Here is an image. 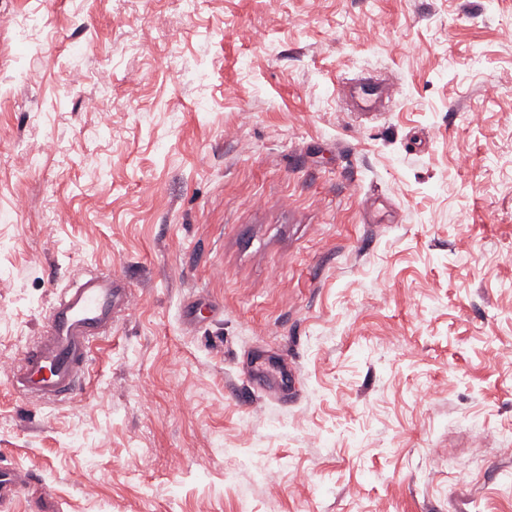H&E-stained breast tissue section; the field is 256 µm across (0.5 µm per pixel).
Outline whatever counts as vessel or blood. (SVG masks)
<instances>
[{"label": "vessel or blood", "mask_w": 512, "mask_h": 512, "mask_svg": "<svg viewBox=\"0 0 512 512\" xmlns=\"http://www.w3.org/2000/svg\"><path fill=\"white\" fill-rule=\"evenodd\" d=\"M356 106L369 110L392 98L393 88L363 79L350 88ZM132 289L118 286L111 275L89 272L65 288L51 302L46 326L11 371L13 386L35 400L75 396L91 365L95 341L104 337L116 315L125 310ZM26 478L19 471L0 467V507H7L22 491Z\"/></svg>", "instance_id": "vessel-or-blood-1"}]
</instances>
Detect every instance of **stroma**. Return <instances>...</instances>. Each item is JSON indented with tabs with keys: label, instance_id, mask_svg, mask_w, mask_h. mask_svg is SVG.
<instances>
[{
	"label": "stroma",
	"instance_id": "stroma-1",
	"mask_svg": "<svg viewBox=\"0 0 512 512\" xmlns=\"http://www.w3.org/2000/svg\"><path fill=\"white\" fill-rule=\"evenodd\" d=\"M88 270L132 303L32 402ZM0 465L5 512H512V0H0ZM350 93L358 108L371 110L380 100L391 99L396 90L384 82L362 79L350 87ZM132 295V288L118 286L112 274L97 272L64 288L49 306L42 335L12 369L13 386L35 400L77 395L94 342L104 337ZM26 484L23 474L13 468L0 467V507L6 508Z\"/></svg>",
	"mask_w": 512,
	"mask_h": 512
}]
</instances>
